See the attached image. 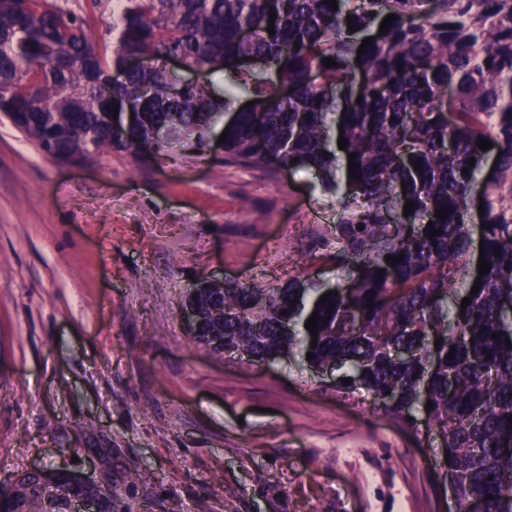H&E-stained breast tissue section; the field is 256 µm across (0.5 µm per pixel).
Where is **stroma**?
<instances>
[{
  "instance_id": "stroma-1",
  "label": "stroma",
  "mask_w": 512,
  "mask_h": 512,
  "mask_svg": "<svg viewBox=\"0 0 512 512\" xmlns=\"http://www.w3.org/2000/svg\"><path fill=\"white\" fill-rule=\"evenodd\" d=\"M337 220L304 169L68 166L0 115V487L107 454L116 512H448L437 448L370 395L211 355L180 319L205 276L344 283L311 250Z\"/></svg>"
}]
</instances>
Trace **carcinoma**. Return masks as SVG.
Returning <instances> with one entry per match:
<instances>
[{
	"instance_id": "1",
	"label": "carcinoma",
	"mask_w": 512,
	"mask_h": 512,
	"mask_svg": "<svg viewBox=\"0 0 512 512\" xmlns=\"http://www.w3.org/2000/svg\"><path fill=\"white\" fill-rule=\"evenodd\" d=\"M327 2L117 0L96 39L91 19L106 0H86L80 15L59 0H0V114L66 164L112 150L145 164L186 146L205 156L220 125L226 164L315 172L340 212L324 258L356 265L355 276L333 288L200 281L186 295L194 340L212 355L233 345L250 363L297 353L312 370L336 365V391L365 392L417 431L413 411L424 416L459 512L474 500L512 512V0ZM389 14L384 35L370 33ZM173 56L223 75L222 96L207 80L177 79ZM115 104L128 113L119 134ZM481 140L502 152L483 177ZM479 198L487 228L477 235ZM431 229L441 234L430 239ZM481 255L491 267L480 277ZM314 312L315 338L305 328ZM398 349L413 356L396 359ZM70 481L24 473L5 512H69L40 486Z\"/></svg>"
}]
</instances>
